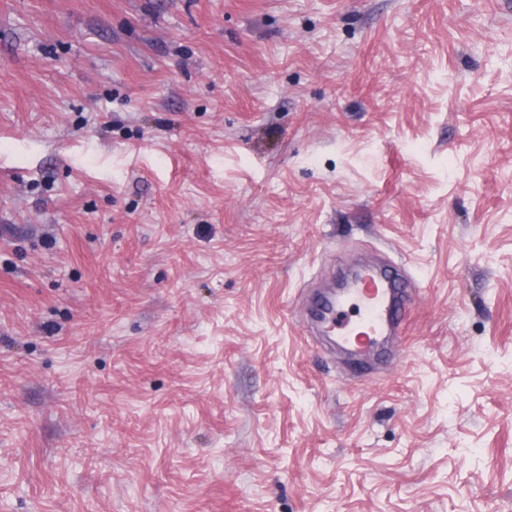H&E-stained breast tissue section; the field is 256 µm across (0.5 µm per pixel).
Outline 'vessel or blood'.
<instances>
[{
    "mask_svg": "<svg viewBox=\"0 0 512 512\" xmlns=\"http://www.w3.org/2000/svg\"><path fill=\"white\" fill-rule=\"evenodd\" d=\"M416 293L400 267L366 265L353 275L345 299H321L313 316L335 337L338 348L355 352V369L367 370L390 359Z\"/></svg>",
    "mask_w": 512,
    "mask_h": 512,
    "instance_id": "obj_1",
    "label": "vessel or blood"
}]
</instances>
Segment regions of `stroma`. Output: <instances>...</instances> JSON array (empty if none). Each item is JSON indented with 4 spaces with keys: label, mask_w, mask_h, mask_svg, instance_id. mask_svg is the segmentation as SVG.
<instances>
[{
    "label": "stroma",
    "mask_w": 512,
    "mask_h": 512,
    "mask_svg": "<svg viewBox=\"0 0 512 512\" xmlns=\"http://www.w3.org/2000/svg\"><path fill=\"white\" fill-rule=\"evenodd\" d=\"M0 512H512V0H0ZM416 293L415 284L400 267L390 263L366 265L353 275L344 298H322L313 317L329 336H336L338 348L361 355L371 353V360L353 361L355 369L367 370L391 358L393 341L400 344ZM345 302L359 306L355 321L342 317Z\"/></svg>",
    "instance_id": "35a3bbf8"
}]
</instances>
